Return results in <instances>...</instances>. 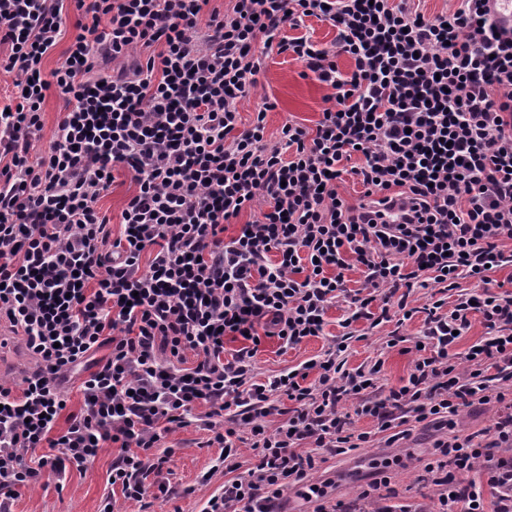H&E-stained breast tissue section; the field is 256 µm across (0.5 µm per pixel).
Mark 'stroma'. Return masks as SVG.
<instances>
[{"label":"stroma","instance_id":"35a3bbf8","mask_svg":"<svg viewBox=\"0 0 512 512\" xmlns=\"http://www.w3.org/2000/svg\"><path fill=\"white\" fill-rule=\"evenodd\" d=\"M326 87L296 59L292 52L270 53L257 84L239 104L243 118L262 106L264 101L275 102V109L266 116V136L278 140L282 126L295 122L314 128L325 107ZM136 186L127 171L116 172L108 191L98 199L97 208L112 224L113 235L121 233V213ZM346 316L345 303L331 306L326 314L324 333L303 342L298 348H283L275 338L263 339L255 357V366L263 375H272L321 355L341 335L340 322ZM389 325L370 326L367 321L353 323V336L345 353L346 369L378 360L382 363L380 382L387 387L401 386L408 377L415 352L389 348L385 338ZM7 345L0 352V380L20 384L32 371L34 363L21 339L5 332ZM494 405L464 409L454 417L452 424L426 421L416 425L410 436L400 440L397 447L384 445L371 418L353 417V428L371 435L365 447L342 456H329L314 471V482L325 484L327 505L337 503L366 508L367 504L387 505L401 512L402 507H425L430 510L438 497V490L424 477V466L433 457L437 441L455 435H465L489 426L497 414ZM210 434L198 424H190L167 435L163 444L171 453L167 466L170 482L178 493L155 500L151 506L128 500L112 489L108 477L116 448L102 449L96 460L84 471L67 474L62 488L35 487L26 491L14 504V512H102L105 504H112L114 512H202L206 501L224 489L223 470L215 469L220 454L217 446L209 445ZM381 485L373 500H366L363 492L372 480Z\"/></svg>","mask_w":512,"mask_h":512}]
</instances>
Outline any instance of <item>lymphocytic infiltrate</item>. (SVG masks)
Wrapping results in <instances>:
<instances>
[{
	"mask_svg": "<svg viewBox=\"0 0 512 512\" xmlns=\"http://www.w3.org/2000/svg\"><path fill=\"white\" fill-rule=\"evenodd\" d=\"M232 2L208 14V0H0V71L14 74L16 100L0 111V319L35 361L20 387L0 384V512L113 445L110 476L125 498L174 495L147 476L168 461L157 453L165 436L202 406L230 474L203 512H282L301 484L315 512H333L308 477L368 442L352 415L372 418L391 446L413 424L491 403L504 407L493 423L437 442L425 472L447 489L433 512H487L488 487L494 512H512V456L501 454L512 447V292L490 277L512 264L502 248L512 241V34L486 0L432 17L410 0ZM72 7L80 31L45 70ZM309 17L335 28L330 47L284 36ZM273 51L295 54L329 92L315 131L289 122L271 143L273 102L247 124L239 103ZM52 87L67 110L35 158ZM356 153L362 165L348 168ZM122 168L136 191L116 238L95 203ZM350 172L364 188L356 204L339 192ZM356 268L363 281L351 288ZM462 276L476 292L423 304V353L402 386L381 389L377 362L347 370L344 335L288 371H255L262 338L292 349L323 335L336 302L344 329L406 321L399 289ZM475 313L486 332L457 357ZM83 364L84 406L70 414L65 386ZM281 394L293 406L266 429ZM243 425L257 456L245 471ZM479 468L482 483L470 477Z\"/></svg>",
	"mask_w": 512,
	"mask_h": 512,
	"instance_id": "lymphocytic-infiltrate-1",
	"label": "lymphocytic infiltrate"
}]
</instances>
